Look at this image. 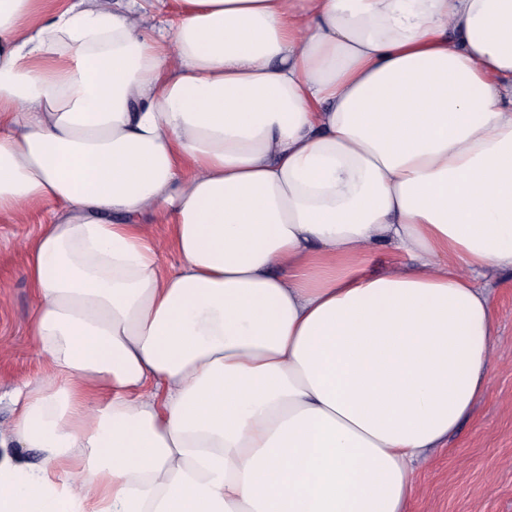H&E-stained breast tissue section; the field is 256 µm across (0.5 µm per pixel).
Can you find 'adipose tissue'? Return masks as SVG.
I'll list each match as a JSON object with an SVG mask.
<instances>
[{"mask_svg":"<svg viewBox=\"0 0 512 512\" xmlns=\"http://www.w3.org/2000/svg\"><path fill=\"white\" fill-rule=\"evenodd\" d=\"M48 2L0 0L49 366L8 394L0 512H409L492 380L512 0Z\"/></svg>","mask_w":512,"mask_h":512,"instance_id":"1","label":"adipose tissue"}]
</instances>
